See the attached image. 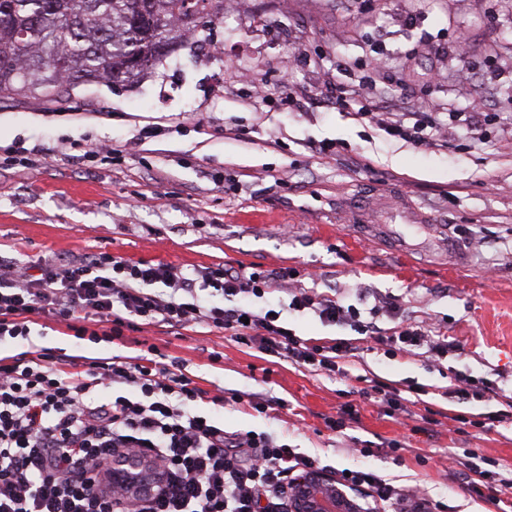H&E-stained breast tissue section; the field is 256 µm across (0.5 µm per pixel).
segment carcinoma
Instances as JSON below:
<instances>
[{
	"instance_id": "cac0c4a2",
	"label": "carcinoma",
	"mask_w": 512,
	"mask_h": 512,
	"mask_svg": "<svg viewBox=\"0 0 512 512\" xmlns=\"http://www.w3.org/2000/svg\"><path fill=\"white\" fill-rule=\"evenodd\" d=\"M224 0H0V98L59 103L84 85L110 89L162 65L155 45H183L185 17L212 19ZM62 61L42 65L45 50Z\"/></svg>"
}]
</instances>
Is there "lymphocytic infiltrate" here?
Returning a JSON list of instances; mask_svg holds the SVG:
<instances>
[{
  "label": "lymphocytic infiltrate",
  "instance_id": "f902f5d3",
  "mask_svg": "<svg viewBox=\"0 0 512 512\" xmlns=\"http://www.w3.org/2000/svg\"><path fill=\"white\" fill-rule=\"evenodd\" d=\"M272 286L271 277L220 264L186 274L109 252L52 255L33 265L0 258V341L27 338L44 317L79 335L83 322L102 324L110 341L144 325L204 324L233 331L238 343L267 355L339 371L354 349L348 340L324 346L277 325L269 312L224 304L239 295L263 297ZM203 291L212 303L200 301ZM288 307L393 349L424 345L435 357L448 354L447 337L429 338L420 326L401 323L382 336L375 307L364 314L306 292L293 293ZM111 387L118 396L94 399ZM203 398L186 374L139 361L111 357L84 366L34 346L1 357L0 512H116L125 493L112 484V464L127 459L151 461L162 484L125 512H287L292 480L315 469V459L263 434L226 433L199 418ZM341 482L396 501L400 512H439L420 489L395 491L370 471H351Z\"/></svg>",
  "mask_w": 512,
  "mask_h": 512
}]
</instances>
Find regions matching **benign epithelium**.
<instances>
[{"instance_id":"obj_1","label":"benign epithelium","mask_w":512,"mask_h":512,"mask_svg":"<svg viewBox=\"0 0 512 512\" xmlns=\"http://www.w3.org/2000/svg\"><path fill=\"white\" fill-rule=\"evenodd\" d=\"M112 483L125 486L133 497L154 493L158 477L146 462H133L128 468H112ZM288 512H374L351 489L338 483L326 471L303 474L293 482Z\"/></svg>"}]
</instances>
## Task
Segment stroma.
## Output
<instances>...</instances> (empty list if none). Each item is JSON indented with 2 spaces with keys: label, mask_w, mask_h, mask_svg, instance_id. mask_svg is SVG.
<instances>
[{
  "label": "stroma",
  "mask_w": 512,
  "mask_h": 512,
  "mask_svg": "<svg viewBox=\"0 0 512 512\" xmlns=\"http://www.w3.org/2000/svg\"><path fill=\"white\" fill-rule=\"evenodd\" d=\"M224 22L200 21L195 47L134 85L76 89L68 101L0 100V150L37 146L33 165L0 167V255L108 251L189 273L215 264L293 270L249 298L282 326L330 344L350 329L288 309L292 290L358 302L360 291L398 304L400 320L456 343L425 350L358 349L348 377H329L237 343L203 325L174 333L145 325L122 339L77 338L39 320L31 343L90 359L177 363L214 396L200 403L229 433H268L318 458L325 471L371 470L412 486L447 512H487L465 463L479 450L512 472V424L461 425L496 403L450 404L458 375L512 386V0H224ZM245 71L250 81L238 82ZM363 75L380 111L465 110L482 95L481 135L444 129L418 146L355 120L337 85ZM112 147L108 160L86 151ZM397 387L410 412L432 410L429 431L364 400L357 377ZM282 399L257 412L251 396ZM356 411L332 430L344 404Z\"/></svg>",
  "instance_id": "stroma-1"
}]
</instances>
